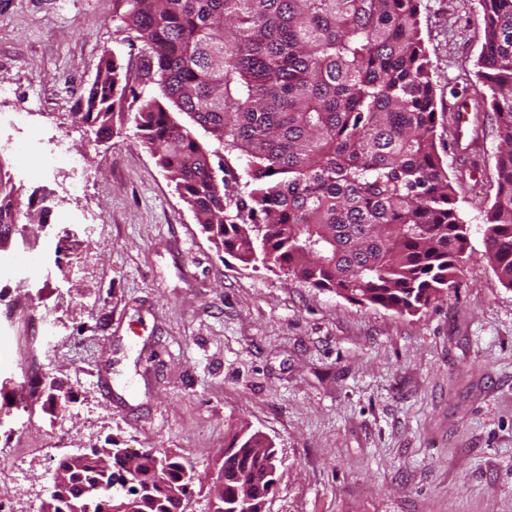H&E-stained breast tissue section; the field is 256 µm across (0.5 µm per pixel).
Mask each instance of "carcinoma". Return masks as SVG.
I'll return each instance as SVG.
<instances>
[{
	"label": "carcinoma",
	"mask_w": 512,
	"mask_h": 512,
	"mask_svg": "<svg viewBox=\"0 0 512 512\" xmlns=\"http://www.w3.org/2000/svg\"><path fill=\"white\" fill-rule=\"evenodd\" d=\"M146 51L132 93L140 143L167 172L215 247L277 267L359 305L411 313L448 294L469 248L467 224L438 151L432 65L420 0H123ZM484 43L474 108L496 117L494 200L485 255L512 288V0H480ZM124 65L103 53L78 119L112 136ZM218 167H213V158ZM17 189L0 175V244L18 228ZM72 395L36 382L27 399ZM243 428L218 471L236 502L241 479L276 466ZM96 454L76 464L65 512H97L117 494ZM175 453L142 456L141 512H186L164 483Z\"/></svg>",
	"instance_id": "carcinoma-1"
}]
</instances>
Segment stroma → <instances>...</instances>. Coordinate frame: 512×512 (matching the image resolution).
<instances>
[{
  "mask_svg": "<svg viewBox=\"0 0 512 512\" xmlns=\"http://www.w3.org/2000/svg\"><path fill=\"white\" fill-rule=\"evenodd\" d=\"M439 152L471 247L454 288L418 312L358 305L219 252L135 137L134 108L111 139L76 122L101 56L129 66L122 0H0V85L31 100L45 135L69 133L91 177L62 217L42 214L0 247V376L63 380L69 410L0 398V512H38L59 459L84 448H155L195 466L189 512H209L216 463L243 426L278 456L267 512H512V288L484 251L498 140L469 112L477 168L455 115L484 42L479 0H421ZM21 201L66 182L21 150L0 152ZM40 268L28 298L6 271ZM52 325L17 343L31 317Z\"/></svg>",
  "mask_w": 512,
  "mask_h": 512,
  "instance_id": "stroma-1",
  "label": "stroma"
}]
</instances>
